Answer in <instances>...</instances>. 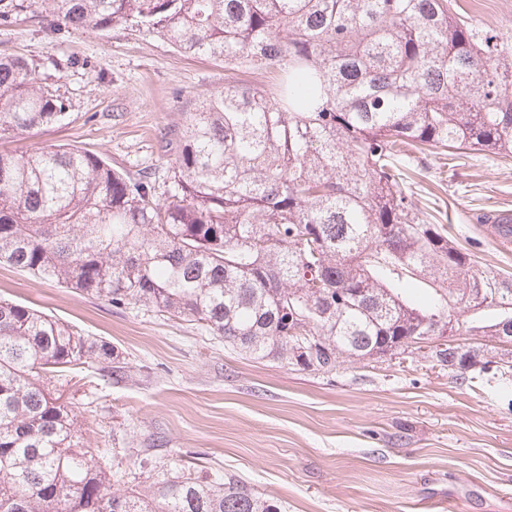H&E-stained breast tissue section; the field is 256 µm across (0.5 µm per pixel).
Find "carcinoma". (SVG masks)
Instances as JSON below:
<instances>
[{"label":"carcinoma","instance_id":"cac0c4a2","mask_svg":"<svg viewBox=\"0 0 512 512\" xmlns=\"http://www.w3.org/2000/svg\"><path fill=\"white\" fill-rule=\"evenodd\" d=\"M27 18L57 38L136 25L280 81L269 93L231 79L187 113L169 132L162 198L151 173L78 148L0 153V263L324 373L400 336L512 327V278L477 268L430 223L401 169L454 146L512 157V28L467 22L454 0H0V27ZM48 80L0 56V136L66 118ZM412 276L434 295L414 302ZM477 310L493 318L479 324ZM488 355L436 352L462 375ZM112 360L109 343L0 300V512H281L243 478L195 467L114 488L46 385Z\"/></svg>","mask_w":512,"mask_h":512}]
</instances>
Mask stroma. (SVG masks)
Listing matches in <instances>:
<instances>
[{"label":"stroma","instance_id":"stroma-1","mask_svg":"<svg viewBox=\"0 0 512 512\" xmlns=\"http://www.w3.org/2000/svg\"><path fill=\"white\" fill-rule=\"evenodd\" d=\"M56 61L67 118L0 139V152L89 150L113 168L155 172L167 187L162 130L228 79L274 89L275 69L229 72L135 27L55 41L35 20L0 28V55ZM73 67H65V60ZM408 187L479 267L512 276V251L488 219L512 213V162L448 149L417 157ZM109 342L125 366L96 363L53 379L119 488L169 477L171 463L236 474L285 512H512V373L472 384L432 349L344 361L330 373L256 360L197 323L140 304L120 307L0 264V299Z\"/></svg>","mask_w":512,"mask_h":512}]
</instances>
